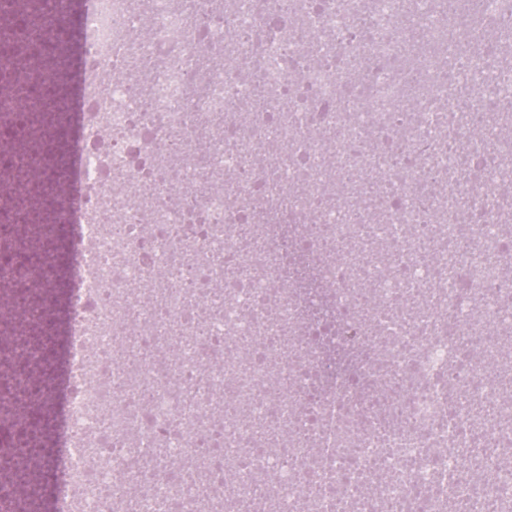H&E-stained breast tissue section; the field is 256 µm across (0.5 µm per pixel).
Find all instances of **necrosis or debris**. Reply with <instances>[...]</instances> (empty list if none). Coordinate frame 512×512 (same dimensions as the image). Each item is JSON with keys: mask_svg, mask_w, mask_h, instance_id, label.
Instances as JSON below:
<instances>
[{"mask_svg": "<svg viewBox=\"0 0 512 512\" xmlns=\"http://www.w3.org/2000/svg\"><path fill=\"white\" fill-rule=\"evenodd\" d=\"M479 7L442 55L416 34L447 38L444 0H86L85 90L58 101L80 142L52 166L64 374L36 376L57 262L20 266L17 223L0 300L41 291L0 323V459L50 408L57 512H512V285L488 273L512 241L468 141L512 93V0ZM5 44L12 133L33 80ZM40 162L0 155L10 202ZM66 239L67 237L64 233V229H62L56 238L46 241L43 245V248L40 251L29 253L24 256V261L28 265L39 264L43 258V255L46 252L55 253L58 262H60V260L62 259L67 260V264L65 266H61L60 268H58L57 272V282L63 280L66 285V288L63 289L66 290L61 292L58 290L59 288H55V290L53 291L54 309L56 310V312H61L63 310L64 297L66 292L69 290V288H67V283L70 273V263L68 261L69 254L66 249Z\"/></svg>", "mask_w": 512, "mask_h": 512, "instance_id": "necrosis-or-debris-1", "label": "necrosis or debris"}]
</instances>
